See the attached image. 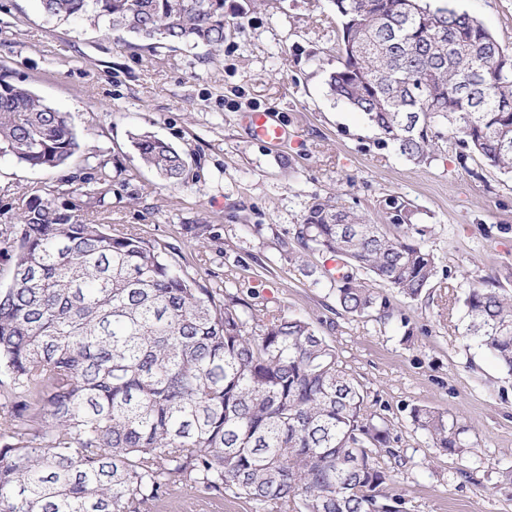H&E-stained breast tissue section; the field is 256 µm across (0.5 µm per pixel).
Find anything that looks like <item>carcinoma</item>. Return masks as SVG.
I'll return each mask as SVG.
<instances>
[{"label": "carcinoma", "mask_w": 512, "mask_h": 512, "mask_svg": "<svg viewBox=\"0 0 512 512\" xmlns=\"http://www.w3.org/2000/svg\"><path fill=\"white\" fill-rule=\"evenodd\" d=\"M51 18L87 17L149 48L224 45L226 0H38ZM342 65L330 93L363 113L411 162H430L451 131L489 166L512 172V61L476 18L426 0H331ZM143 167L169 185L185 158L131 136ZM80 151L69 115L0 66V156L48 171ZM89 172L26 191L0 228L14 252L0 289V512H158L182 491L252 503L255 512H408L391 421L313 325L188 276L170 251L96 221L115 175ZM65 202H59L60 198ZM391 234L314 196L295 236L338 257L327 272L341 309L388 301L360 274L417 299L438 259L428 227ZM466 335L512 375V296L469 289ZM432 447L465 457L448 417L410 410Z\"/></svg>", "instance_id": "cac0c4a2"}]
</instances>
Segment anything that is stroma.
<instances>
[{
  "mask_svg": "<svg viewBox=\"0 0 512 512\" xmlns=\"http://www.w3.org/2000/svg\"><path fill=\"white\" fill-rule=\"evenodd\" d=\"M239 17L219 49L134 48L88 19L60 22L37 0H0V65L69 114L83 153L118 176L105 221L171 244L201 283L254 308L310 322L393 424L410 512H512V376L465 334L472 282L512 290V174L439 141L430 164L406 160L364 115L330 95L343 60L331 0H227ZM512 53V0H447ZM273 110L288 145L254 139L243 113ZM146 131L185 154L184 183L141 168L129 136ZM137 171L125 180L123 173ZM60 174L0 157V225L23 191ZM374 224L429 226L438 272L411 300L379 286L391 315L352 316L324 277L332 256L300 249L314 196ZM448 416L465 459L431 447L414 406Z\"/></svg>",
  "mask_w": 512,
  "mask_h": 512,
  "instance_id": "stroma-1",
  "label": "stroma"
}]
</instances>
